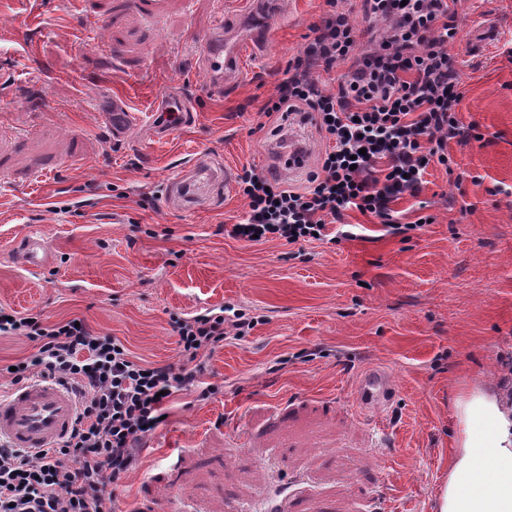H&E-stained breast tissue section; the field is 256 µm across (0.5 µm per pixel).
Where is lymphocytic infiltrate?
Wrapping results in <instances>:
<instances>
[{
	"label": "lymphocytic infiltrate",
	"mask_w": 512,
	"mask_h": 512,
	"mask_svg": "<svg viewBox=\"0 0 512 512\" xmlns=\"http://www.w3.org/2000/svg\"><path fill=\"white\" fill-rule=\"evenodd\" d=\"M327 2L330 12L263 112L303 113L329 145L303 188L254 170L239 176L248 211L228 229L234 239L322 241L353 210L378 219L388 234L408 236L426 220L401 222L394 202L419 195L430 165L452 168L449 143L472 137L457 117L459 71L449 53L460 31L457 0H362L367 18L387 24L369 48L343 0ZM347 59L352 66L337 91L324 90L318 71ZM258 322L240 309L172 318L182 363L153 366L88 325L0 307V336L37 343L17 362L14 382L51 378L78 401L75 426L60 446L32 454L0 444V512H113L107 481L135 468L139 444L162 424L170 397L197 383L220 342Z\"/></svg>",
	"instance_id": "obj_1"
}]
</instances>
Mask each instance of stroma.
Returning <instances> with one entry per match:
<instances>
[{"instance_id": "stroma-1", "label": "stroma", "mask_w": 512, "mask_h": 512, "mask_svg": "<svg viewBox=\"0 0 512 512\" xmlns=\"http://www.w3.org/2000/svg\"><path fill=\"white\" fill-rule=\"evenodd\" d=\"M457 9L458 118L479 139L450 145L454 172L429 166L419 196L395 204L401 221L432 223L405 241L352 211L365 238L292 246L218 227L248 210L236 177L264 170L284 120L262 109L326 0H153L147 13L133 0H0V305L83 319L156 366L180 360L174 316L232 305L259 318L169 402L111 485L121 512H264L282 483L295 512H433L457 396L500 383L512 356V0ZM491 14L499 38L474 51ZM219 23L233 40L263 34L221 94L201 65ZM161 88L191 119L114 138ZM284 122L316 159L315 123ZM197 166L233 180L171 199ZM25 230L44 234L45 269L11 250ZM370 370L398 395L361 415L352 389Z\"/></svg>"}]
</instances>
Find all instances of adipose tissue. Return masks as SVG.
<instances>
[{
    "mask_svg": "<svg viewBox=\"0 0 512 512\" xmlns=\"http://www.w3.org/2000/svg\"><path fill=\"white\" fill-rule=\"evenodd\" d=\"M454 446L434 512H512V402L476 386L455 401Z\"/></svg>",
    "mask_w": 512,
    "mask_h": 512,
    "instance_id": "obj_1",
    "label": "adipose tissue"
}]
</instances>
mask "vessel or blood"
<instances>
[{
	"label": "vessel or blood",
	"mask_w": 512,
	"mask_h": 512,
	"mask_svg": "<svg viewBox=\"0 0 512 512\" xmlns=\"http://www.w3.org/2000/svg\"><path fill=\"white\" fill-rule=\"evenodd\" d=\"M240 57L238 43L219 36L210 41L203 65L215 76V89H223L222 75L235 71ZM17 249L30 268L43 267L48 261V248L39 233L23 235ZM395 395L392 381L374 375L365 376L354 388L355 401L364 411L391 403ZM76 406L75 394L56 382L38 379L20 385L8 396L0 397V441L32 453L52 447L70 433Z\"/></svg>",
	"instance_id": "b4317fda"
}]
</instances>
